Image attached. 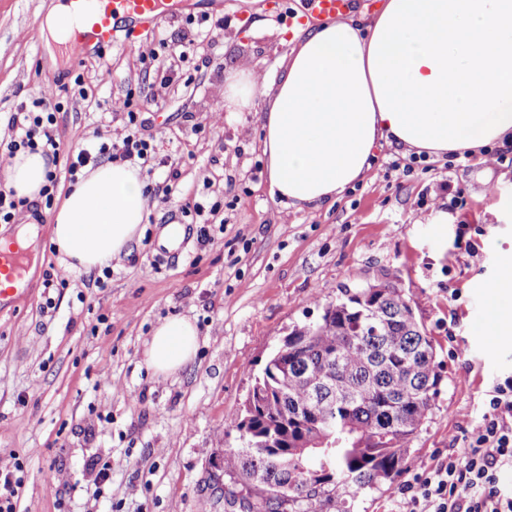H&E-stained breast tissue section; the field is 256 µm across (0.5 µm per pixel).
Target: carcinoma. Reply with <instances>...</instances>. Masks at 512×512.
I'll return each instance as SVG.
<instances>
[{"label": "carcinoma", "instance_id": "1", "mask_svg": "<svg viewBox=\"0 0 512 512\" xmlns=\"http://www.w3.org/2000/svg\"><path fill=\"white\" fill-rule=\"evenodd\" d=\"M254 384L235 429L277 448L224 450L240 512H351L356 499L401 476L409 444L432 414L441 381L429 336L392 282L345 291L314 322L288 333ZM327 440L303 453L305 437Z\"/></svg>", "mask_w": 512, "mask_h": 512}]
</instances>
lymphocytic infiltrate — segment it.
Returning a JSON list of instances; mask_svg holds the SVG:
<instances>
[{
  "instance_id": "1",
  "label": "lymphocytic infiltrate",
  "mask_w": 512,
  "mask_h": 512,
  "mask_svg": "<svg viewBox=\"0 0 512 512\" xmlns=\"http://www.w3.org/2000/svg\"><path fill=\"white\" fill-rule=\"evenodd\" d=\"M113 109L125 114L124 131L96 148L80 149L66 168L68 175L103 159L130 163L148 160L154 147L151 138L143 134L145 105L134 103L128 96ZM56 110L54 93L49 89L21 103L9 119L12 136L6 155L27 149L59 156ZM506 471L512 472L511 376L490 392L486 410L479 424L464 437L459 456L435 466L422 461L409 471L398 488V512H512V487L501 481Z\"/></svg>"
}]
</instances>
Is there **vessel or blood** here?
<instances>
[{"instance_id": "b4317fda", "label": "vessel or blood", "mask_w": 512, "mask_h": 512, "mask_svg": "<svg viewBox=\"0 0 512 512\" xmlns=\"http://www.w3.org/2000/svg\"><path fill=\"white\" fill-rule=\"evenodd\" d=\"M80 17L72 31L74 41L100 49L116 45L130 46L135 37L152 30L166 19L185 15L190 0H99L89 6L87 0H69ZM357 0H302L297 25L316 24L349 15Z\"/></svg>"}]
</instances>
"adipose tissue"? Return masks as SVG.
Wrapping results in <instances>:
<instances>
[{"label":"adipose tissue","instance_id":"1","mask_svg":"<svg viewBox=\"0 0 512 512\" xmlns=\"http://www.w3.org/2000/svg\"><path fill=\"white\" fill-rule=\"evenodd\" d=\"M274 78L227 75L224 109L258 110L269 189L286 205L336 202L367 179L379 144L430 156L512 148V0H382L371 16L309 25ZM39 152L0 161L16 197L38 199ZM151 206L137 168L108 162L65 193L52 240L69 270L126 258ZM190 318L165 319L144 363L158 379L194 363Z\"/></svg>","mask_w":512,"mask_h":512}]
</instances>
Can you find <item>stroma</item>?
<instances>
[{
	"instance_id": "obj_1",
	"label": "stroma",
	"mask_w": 512,
	"mask_h": 512,
	"mask_svg": "<svg viewBox=\"0 0 512 512\" xmlns=\"http://www.w3.org/2000/svg\"><path fill=\"white\" fill-rule=\"evenodd\" d=\"M51 2L0 0V143L10 139V115L43 85L61 104L55 132L65 152L122 129L112 102L130 94L149 107L148 186L161 187L169 162L180 177L101 288L96 271L61 264L51 209L22 213L37 229L32 300L0 311V462L19 459L27 476L17 512H224L218 463L237 442L251 372L342 290L384 281L410 298L442 374L406 463L434 465L459 448L490 388L512 376V335L470 328L477 310L493 317L490 285L512 260V149L489 168L473 157L432 158L428 170L406 174L391 163L409 153L382 145L368 179L333 205L287 207L269 192L257 113L222 109L229 72L275 73L292 48L285 21L269 9L225 8L224 28L191 49L164 89L131 50L48 48ZM201 19L197 9L162 21L147 41L168 54ZM194 199L220 205L204 245L202 218L181 211ZM179 222L182 251L159 254L162 228ZM50 275L66 287H46ZM175 315L193 318L205 341L190 368L162 381L142 351ZM93 457L111 472L97 498L88 491ZM53 468L61 479H49Z\"/></svg>"
}]
</instances>
